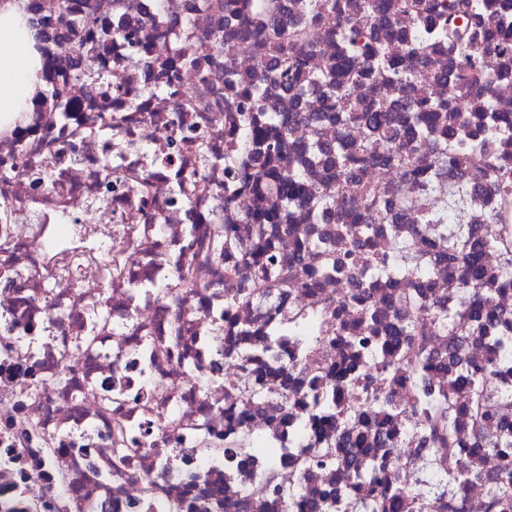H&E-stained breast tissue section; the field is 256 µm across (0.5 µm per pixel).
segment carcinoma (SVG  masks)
<instances>
[{"label":"carcinoma","mask_w":512,"mask_h":512,"mask_svg":"<svg viewBox=\"0 0 512 512\" xmlns=\"http://www.w3.org/2000/svg\"><path fill=\"white\" fill-rule=\"evenodd\" d=\"M227 11L239 21L225 27L227 39L244 40L262 33L267 43L256 52V62L262 73L274 75L275 82L285 91L298 96L319 92L329 102L334 112L340 136L346 138L358 130L361 144L352 151L344 145L336 148L315 146L311 154L329 171V194L325 204L336 202L341 193L347 199L351 211L360 223L345 228L348 238L358 234H369L375 225L384 222L385 213L381 204V191L362 182L356 184L346 180L349 172L364 167L377 159L394 161L403 167L415 166L413 141L429 140L433 152L429 166L448 175V165L458 159H466L478 168L494 174L489 189L496 190L507 184L509 165L507 159L489 151V138L508 134L504 119L494 112H476L463 120L456 134H449L440 126L442 112L459 110L462 99L476 87L484 86L491 77L493 58L502 55L512 46V19L500 15L498 0H411L405 4L406 11L413 13L415 22L416 62L406 66L395 63L379 43L364 44V30L378 20L389 21L398 12L397 0H302L298 20L287 38L276 29L273 13L266 0H231ZM332 9L336 12V37L339 51L328 71L313 74L307 70L306 27L318 15ZM495 21L494 32L481 43H473L470 32L485 22ZM448 47V56L454 64V74L448 80V97L429 102L409 99L406 102V120L409 138L406 140L394 131L380 103L368 112L359 113L355 87L361 78L376 76L398 85L422 84L432 75L429 59L432 52L441 46ZM265 78H260L242 90L233 105V120L237 128L234 156L229 158L227 175L231 182H240L246 188H261L277 198L280 206L289 207L301 202V185L306 178L302 169H294L284 177L274 166L275 159L282 156L287 147L288 126L292 117L268 112L265 109ZM475 126L476 132L466 131ZM429 193L439 192L438 205L422 216L432 226L442 246V255L450 260L465 258L466 264L459 270L461 286V312L438 315L443 329H450L465 318V314L481 308L491 300L489 291L483 288L477 266L479 243L465 233L468 224L467 184L448 182V190L438 191L435 183L426 187ZM485 242L499 249L502 261L501 285H512V233L507 229H488ZM305 248L318 254L322 261L316 268L319 273H337L342 262L330 257L322 242L304 241ZM362 273L368 276H395L414 273L427 276L431 268L427 259L409 245L395 246L381 257L366 256L362 261ZM412 327L400 317L395 337L374 344L380 369L383 374L393 372L394 356L399 347V337L408 336ZM466 391L463 401L450 399L442 394L428 401L415 399V404L424 405L427 417L432 421L429 437L433 442L445 445L452 441L456 414L466 415L478 425L494 414L497 403L487 398L481 390V375L465 370L461 373ZM357 482L373 481L380 485L382 502L380 508L395 506L403 502L415 509L420 508L419 497L412 489L400 483L398 477L388 472L386 465L372 461L367 468L354 475ZM512 496V473H504L488 483L489 507L498 510Z\"/></svg>","instance_id":"cac0c4a2"}]
</instances>
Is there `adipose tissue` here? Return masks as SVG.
Listing matches in <instances>:
<instances>
[{
  "label": "adipose tissue",
  "instance_id": "adipose-tissue-1",
  "mask_svg": "<svg viewBox=\"0 0 512 512\" xmlns=\"http://www.w3.org/2000/svg\"><path fill=\"white\" fill-rule=\"evenodd\" d=\"M26 0H0V128L29 111L42 80V62L27 26Z\"/></svg>",
  "mask_w": 512,
  "mask_h": 512
}]
</instances>
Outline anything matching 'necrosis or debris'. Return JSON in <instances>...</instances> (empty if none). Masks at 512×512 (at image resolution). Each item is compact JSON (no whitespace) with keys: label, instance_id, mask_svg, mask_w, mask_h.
Returning a JSON list of instances; mask_svg holds the SVG:
<instances>
[{"label":"necrosis or debris","instance_id":"1","mask_svg":"<svg viewBox=\"0 0 512 512\" xmlns=\"http://www.w3.org/2000/svg\"><path fill=\"white\" fill-rule=\"evenodd\" d=\"M80 10L113 26L95 56L97 87L73 77L83 66L71 51ZM176 11L174 22L160 0H28L43 90L23 122L0 134V504L51 494L54 512H190L193 504L288 512L295 499L314 502L316 512H372L374 483H354L344 460L306 454L359 433L367 457L401 481L416 486L441 473L447 491L461 490L466 512H487L488 481L512 470V454L484 453L480 478L463 486L448 461L497 438L501 419L512 422V401L482 429L460 425L451 447L437 449L424 441L426 414L412 406L414 391H454L451 356L484 371L488 397L506 385L490 368L499 348L486 317H468L461 336L438 327L436 306L455 307L460 288L457 263L440 258L419 218L429 171L388 161L355 171L383 190L387 218L353 247L381 254L399 236L431 257L429 277H368L352 262L306 280L301 239L339 256L350 248L341 232L349 209L340 200L319 210L327 175L302 150L315 138L335 145L336 123L319 95L299 98L268 82L269 110L300 115L284 165L309 174L301 205L274 224L246 223L245 214L274 203L252 190L224 201V156L234 141L227 96L231 85L255 82V47L225 48L224 0H177ZM413 27L403 13L395 29L378 23L370 35L405 65ZM311 33L308 66L322 71L337 54L333 14ZM491 71L487 102L512 120V55ZM406 95L380 79L356 90L361 107L388 105L401 130ZM219 225L237 248L214 253ZM263 248L276 261L260 283L246 259ZM411 297L420 302L413 331L436 360L427 370L386 377L370 351L337 341L340 327L390 337L401 300ZM297 313L311 319L310 335L262 351L261 340ZM251 368L260 395L249 401L237 383ZM321 392L338 395L340 419L315 418ZM359 394L366 405L354 414ZM387 402L398 414L381 413ZM247 438L272 448V458L226 466L221 446ZM275 465L297 471L298 484L281 489Z\"/></svg>","mask_w":512,"mask_h":512}]
</instances>
